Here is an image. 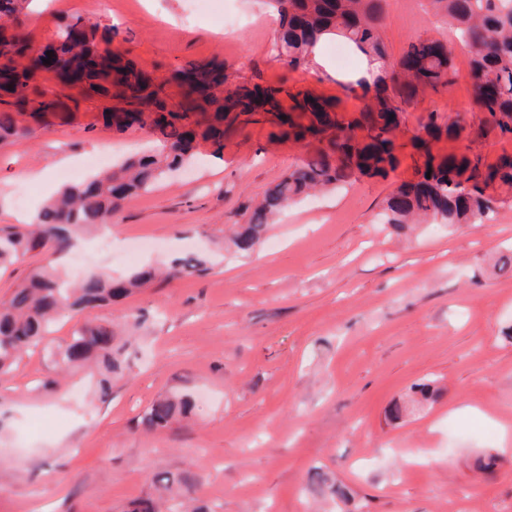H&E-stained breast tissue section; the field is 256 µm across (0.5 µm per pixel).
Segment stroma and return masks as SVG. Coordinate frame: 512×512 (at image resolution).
<instances>
[{"instance_id": "obj_1", "label": "stroma", "mask_w": 512, "mask_h": 512, "mask_svg": "<svg viewBox=\"0 0 512 512\" xmlns=\"http://www.w3.org/2000/svg\"><path fill=\"white\" fill-rule=\"evenodd\" d=\"M222 6L247 25L224 30L191 18V0H32L26 25L39 46L61 24L96 20L114 26L128 57L157 76L217 59L253 82L284 81L359 111L360 92L338 80L363 61L352 52L337 63L343 39L322 43L325 68L287 69L270 53L275 29L263 0ZM386 12L392 57L417 38L450 36L426 0H386ZM453 64L442 93L407 107L404 137L433 114L479 120L466 48L454 45ZM98 112L87 104L69 124L0 148V227L38 211L89 153L121 161L152 148V135L112 132ZM268 131L232 133L218 155L200 145L192 171L169 174L113 215L111 252L93 236L76 248L82 271L116 277L188 255L207 263L64 316L20 355L0 380V512H126L155 494L160 474L194 478L210 512H512V271L496 266L512 248V195L502 194L484 223L397 235L381 214L412 175L407 158L387 178L291 206L258 253L242 255L225 244V229L306 156ZM130 313L140 326L108 397L95 369H59L55 354L77 322L123 333ZM424 380L436 397L419 409L410 388ZM172 395L193 400L188 418L144 431L145 412ZM480 451L497 454L494 474L474 468ZM314 465L348 500L307 492Z\"/></svg>"}]
</instances>
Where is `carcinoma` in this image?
<instances>
[{
  "label": "carcinoma",
  "instance_id": "carcinoma-1",
  "mask_svg": "<svg viewBox=\"0 0 512 512\" xmlns=\"http://www.w3.org/2000/svg\"><path fill=\"white\" fill-rule=\"evenodd\" d=\"M470 54V79L484 118L478 128L458 119L430 116L425 135L399 142L406 106L419 95L439 93L452 81L451 53L443 40L431 49L413 41L398 57L388 55L382 39L384 0H272L280 30L272 45L275 59L286 68L310 63L312 48L332 35L344 38L368 62L381 63L373 81L362 77L363 106L348 115L336 98H320L307 90L262 86L224 73L216 60L175 70L170 81L178 93L170 96L159 82L122 54H103L97 45L117 32L84 20L62 25L46 44L56 58L49 75L35 80L43 58L32 50L23 19L26 0H0V144L16 143L34 134L53 117L67 122L82 102L98 97L103 125L118 133L146 122L157 136L155 153L125 161L89 181L63 185L45 203L31 224L0 228V268L45 246L67 253L75 237L112 224V215L128 197L155 185L167 173L188 165L203 142L219 154L224 134L244 130L258 113L272 115L271 140L289 139L307 148L301 164L288 169L250 211L247 222L232 233L230 243L251 253L262 243L274 217L312 191L345 187L362 177H382L395 171L400 155L417 156L415 178L401 182L387 199L386 224L398 234L428 219L445 224H481L492 212L498 189L512 191V156L487 164L473 144L496 130L512 136V0H429ZM451 141L450 153L437 149ZM197 255L179 259L166 271L170 279L204 268ZM155 271L141 269L120 280L91 273L69 284L55 269L35 270L27 284L0 298V376L9 373L17 356L38 346L56 319L106 305L152 280ZM124 344L112 324L85 323L76 328L58 353L56 363L71 367L90 360L104 369L100 395H108L112 379L124 374ZM192 410L186 398L163 399L152 405L142 426L152 432L169 426ZM158 488L173 485L185 492L187 476H166ZM308 490L319 496L342 495L320 468H312Z\"/></svg>",
  "mask_w": 512,
  "mask_h": 512
}]
</instances>
